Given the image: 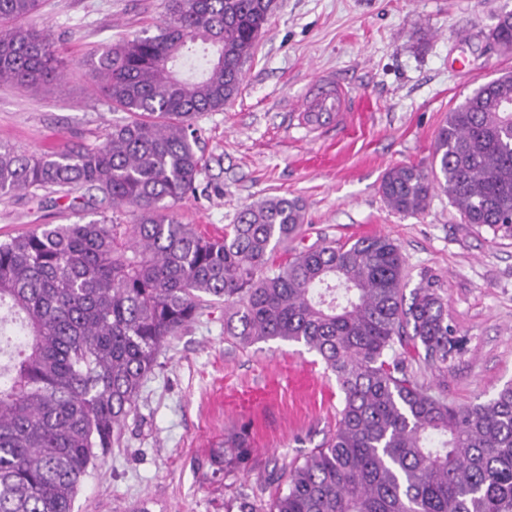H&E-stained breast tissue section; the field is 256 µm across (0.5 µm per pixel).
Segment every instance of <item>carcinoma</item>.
I'll return each instance as SVG.
<instances>
[{"mask_svg": "<svg viewBox=\"0 0 512 512\" xmlns=\"http://www.w3.org/2000/svg\"><path fill=\"white\" fill-rule=\"evenodd\" d=\"M41 0H0V83L36 90L61 78L43 30L5 27ZM275 0H166L155 35L105 45L92 85L131 120L95 146L26 155L0 146V196L45 191L80 205L101 194L131 224L86 212L0 240V512H71L97 454L122 443L144 379L179 330L224 304V335L316 352L343 393L336 431L286 471L261 510L512 512V383L451 404L413 365L447 367L459 339L430 276L406 297L404 260L385 236L302 242L303 205L285 196L244 207L209 236L169 213L196 195L205 168L196 119L237 96L243 63ZM488 39L512 52V14ZM512 74L448 112L430 171L399 165L382 199L416 214L440 189L467 224L512 233ZM224 463L247 452L224 441Z\"/></svg>", "mask_w": 512, "mask_h": 512, "instance_id": "1", "label": "carcinoma"}]
</instances>
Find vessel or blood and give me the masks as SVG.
Masks as SVG:
<instances>
[{
  "label": "vessel or blood",
  "mask_w": 512,
  "mask_h": 512,
  "mask_svg": "<svg viewBox=\"0 0 512 512\" xmlns=\"http://www.w3.org/2000/svg\"><path fill=\"white\" fill-rule=\"evenodd\" d=\"M304 127L323 129L342 124L355 111L350 86L339 76L319 75L306 94L290 105Z\"/></svg>",
  "instance_id": "1"
}]
</instances>
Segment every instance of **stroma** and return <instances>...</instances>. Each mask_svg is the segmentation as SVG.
I'll return each instance as SVG.
<instances>
[{"label": "stroma", "instance_id": "1", "mask_svg": "<svg viewBox=\"0 0 512 512\" xmlns=\"http://www.w3.org/2000/svg\"><path fill=\"white\" fill-rule=\"evenodd\" d=\"M512 0H276L235 100L200 115L203 195L173 213L206 234L280 195L305 208L307 243L384 235L405 259L407 289L437 277L459 350L446 370L417 368L449 402L488 400L512 382V235L464 224L447 194L416 215L391 211L378 185L392 167L428 168L436 131L465 97L506 72L512 54L487 35ZM164 0H44L30 26L47 29L64 83L0 84V145L41 153L99 143L128 121L95 93L86 62L100 45L155 32ZM322 71L368 109L352 131L312 134L289 105ZM78 216L57 195L0 196V240ZM343 406L335 376L299 344L243 349L216 308L182 328L158 357L123 443L98 458L72 512H235L269 500L283 473L330 438ZM247 429L249 448L224 465V439Z\"/></svg>", "mask_w": 512, "mask_h": 512}]
</instances>
